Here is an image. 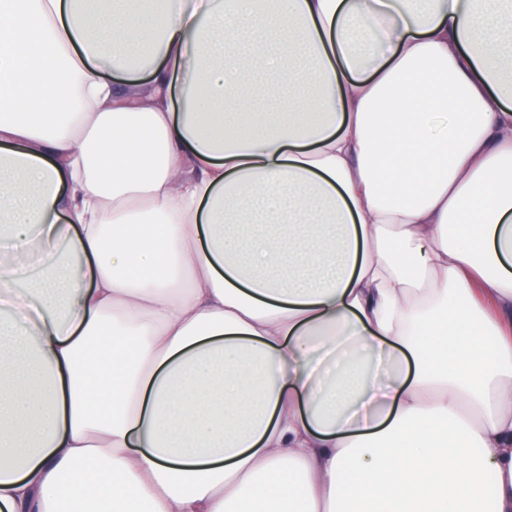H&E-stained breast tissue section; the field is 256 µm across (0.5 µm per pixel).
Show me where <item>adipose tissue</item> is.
I'll use <instances>...</instances> for the list:
<instances>
[{
	"mask_svg": "<svg viewBox=\"0 0 512 512\" xmlns=\"http://www.w3.org/2000/svg\"><path fill=\"white\" fill-rule=\"evenodd\" d=\"M271 2L0 0V512H512V0Z\"/></svg>",
	"mask_w": 512,
	"mask_h": 512,
	"instance_id": "obj_1",
	"label": "adipose tissue"
}]
</instances>
